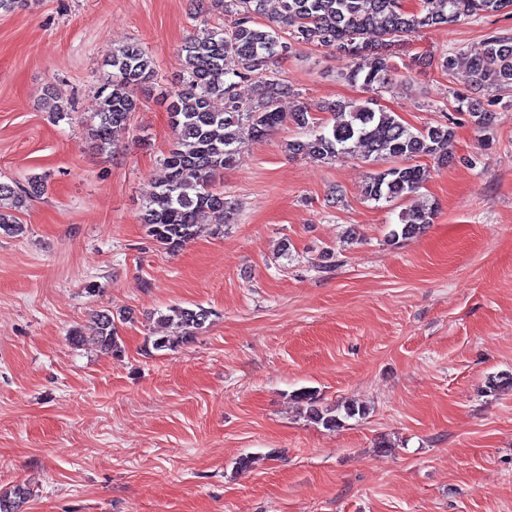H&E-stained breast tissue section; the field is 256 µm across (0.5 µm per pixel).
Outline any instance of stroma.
<instances>
[{"label":"stroma","mask_w":512,"mask_h":512,"mask_svg":"<svg viewBox=\"0 0 512 512\" xmlns=\"http://www.w3.org/2000/svg\"><path fill=\"white\" fill-rule=\"evenodd\" d=\"M196 0H28L0 11V180L45 192L0 235V491L26 482L27 512H512V86L471 82L469 62L512 12L439 26L393 48L377 102L415 129L457 96L495 119L456 127V159L409 201L364 198L390 159L289 156L290 122L216 178L231 220L208 215L176 253L140 210L177 135L161 104L184 71ZM139 43L157 76L111 150L89 135L114 47ZM431 55L435 65L412 60ZM455 55L447 72L438 58ZM349 57L295 46L274 62L321 121L367 93ZM64 106L56 118L53 106ZM435 206L423 234L391 238L405 205ZM95 292H87V285ZM211 317L196 338L160 321ZM126 310L122 352L76 346L93 313ZM317 390L364 416L330 431L292 400ZM254 459L251 469L236 466ZM190 309L179 305L169 307L167 314H161L162 320L175 323L178 328H182L181 335L178 336H160L153 341V347L156 350L172 349L180 343H188L193 340L195 334L203 329L205 323L211 315L205 308L197 307Z\"/></svg>","instance_id":"obj_1"}]
</instances>
